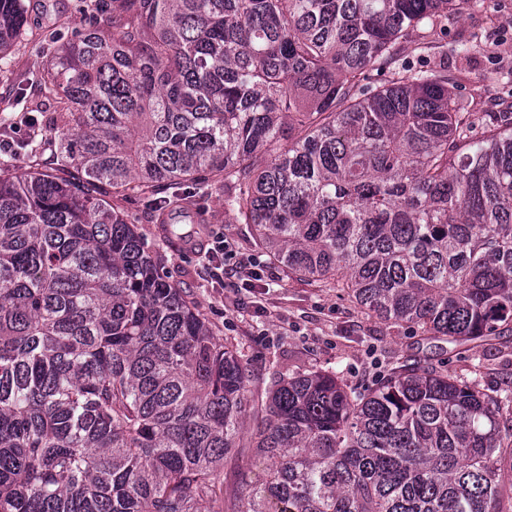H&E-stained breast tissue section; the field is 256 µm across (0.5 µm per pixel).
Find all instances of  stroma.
<instances>
[{
	"label": "stroma",
	"instance_id": "35a3bbf8",
	"mask_svg": "<svg viewBox=\"0 0 512 512\" xmlns=\"http://www.w3.org/2000/svg\"><path fill=\"white\" fill-rule=\"evenodd\" d=\"M30 23L39 27L35 41L15 47L0 62V116H15L16 102L43 112L53 104L38 92L40 72L56 46L54 35L70 36L88 21L84 0H25ZM485 53L465 52L472 40ZM431 66L448 74L460 104L480 130H512V87L490 81L488 74L512 71V0H486L485 10L448 20V36ZM211 228L223 231L243 257L260 262L254 287L235 288L209 278L203 251L185 239L163 241L158 224L145 215L144 201L124 202L137 220L149 249L159 251L169 280L186 288L219 340L239 343L254 383L269 386L273 375L295 369L340 372L352 386L370 385L409 359L427 360L449 374L475 378L488 388L512 387V332L481 346L453 347L429 342L415 329L391 325L363 314L343 292L289 277L280 264L255 246L247 225L233 223L217 198L201 201Z\"/></svg>",
	"mask_w": 512,
	"mask_h": 512
}]
</instances>
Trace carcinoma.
<instances>
[{"label":"carcinoma","mask_w":512,"mask_h":512,"mask_svg":"<svg viewBox=\"0 0 512 512\" xmlns=\"http://www.w3.org/2000/svg\"><path fill=\"white\" fill-rule=\"evenodd\" d=\"M484 4L92 0L39 80L69 176L42 139L0 156V512H512V389L415 360L365 389L304 369L253 390L119 205L222 186L289 274L424 340L496 339L512 132L476 137L423 65ZM29 36L0 0V60Z\"/></svg>","instance_id":"1"}]
</instances>
